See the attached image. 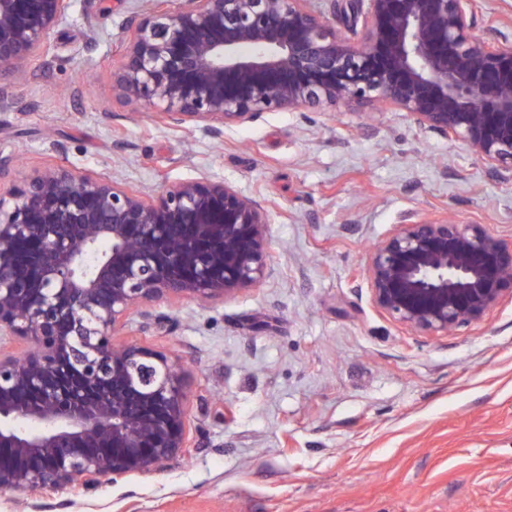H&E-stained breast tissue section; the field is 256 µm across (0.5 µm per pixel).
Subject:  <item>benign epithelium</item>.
Returning <instances> with one entry per match:
<instances>
[{"label": "benign epithelium", "mask_w": 512, "mask_h": 512, "mask_svg": "<svg viewBox=\"0 0 512 512\" xmlns=\"http://www.w3.org/2000/svg\"><path fill=\"white\" fill-rule=\"evenodd\" d=\"M73 0H0V77L43 52ZM112 92L219 140L264 112L389 107L512 180V46L469 0H146ZM0 156V490L97 489L161 470L189 443L183 364L118 343L134 312L258 287L273 261L262 201L209 178L147 195L58 164L8 183ZM378 310L421 336L512 301V246L482 224L405 215L367 254ZM18 339L16 354L5 344Z\"/></svg>", "instance_id": "1"}]
</instances>
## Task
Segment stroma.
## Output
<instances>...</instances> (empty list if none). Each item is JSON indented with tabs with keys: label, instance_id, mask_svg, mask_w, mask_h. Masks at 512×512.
<instances>
[{
	"label": "stroma",
	"instance_id": "35a3bbf8",
	"mask_svg": "<svg viewBox=\"0 0 512 512\" xmlns=\"http://www.w3.org/2000/svg\"><path fill=\"white\" fill-rule=\"evenodd\" d=\"M134 0H75L28 70L0 81V154L128 187L206 176L272 205L263 283L149 307L120 331L190 375L195 448L90 493L0 490V512H512V304L445 336L372 304L368 248L400 216L512 243V181L392 109L266 112L215 141L112 94ZM512 45V0H472Z\"/></svg>",
	"mask_w": 512,
	"mask_h": 512
}]
</instances>
